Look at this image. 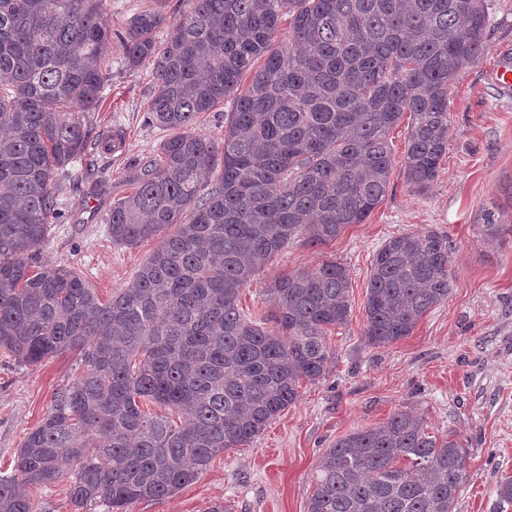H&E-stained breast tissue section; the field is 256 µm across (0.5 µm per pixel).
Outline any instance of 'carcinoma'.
Returning <instances> with one entry per match:
<instances>
[{
	"label": "carcinoma",
	"mask_w": 512,
	"mask_h": 512,
	"mask_svg": "<svg viewBox=\"0 0 512 512\" xmlns=\"http://www.w3.org/2000/svg\"><path fill=\"white\" fill-rule=\"evenodd\" d=\"M153 2L128 21L125 65L151 66L148 120L170 135L104 221L120 246L166 236L103 301L39 254L61 214L57 187L78 178L73 163L122 138L92 142L86 124L110 78V8L0 0V349L25 366L73 351L82 368L0 476V512H36L33 494L74 469L73 512L173 496L322 377L325 336L350 317L345 268L326 261L276 279L265 289L275 331L240 312L239 291L291 244L325 245L365 223L387 195L388 136L407 112L406 179L431 187L448 149L450 87L484 54L489 22L485 0H191L178 19ZM227 99L219 145L193 125ZM508 235L512 211L498 207L482 240ZM452 250L438 229L382 243L366 345L409 336L448 299ZM467 455L399 410L325 450L308 512H453ZM496 495L512 505V476Z\"/></svg>",
	"instance_id": "carcinoma-1"
}]
</instances>
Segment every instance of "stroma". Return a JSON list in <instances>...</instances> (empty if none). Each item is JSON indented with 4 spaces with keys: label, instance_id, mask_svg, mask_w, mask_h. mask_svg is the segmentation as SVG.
I'll return each mask as SVG.
<instances>
[{
    "label": "stroma",
    "instance_id": "stroma-1",
    "mask_svg": "<svg viewBox=\"0 0 512 512\" xmlns=\"http://www.w3.org/2000/svg\"><path fill=\"white\" fill-rule=\"evenodd\" d=\"M108 2L112 47L105 63L112 79L86 121L94 136L122 129L123 143L99 158L81 185L61 184L62 217L40 255L45 265L73 270L104 300L127 285L160 244L154 238L116 245L103 217L129 192L130 169L166 137L147 123L151 69L129 70L121 39L129 18L152 0ZM487 2V49L452 83L448 150L431 188L419 193L406 181L401 161L408 122L400 120L388 137L390 187L366 222L322 246H289L240 291L241 311L259 319L268 314L265 290L277 277L328 260L346 269L350 317L327 338L333 356L323 377L303 383L296 402L252 443L219 454L172 497L136 502L129 512H206L217 501L232 512H307L326 448L398 410L422 414L434 435L450 432L466 445L467 479L454 512H512V506L500 509L495 493L500 478L512 475V237L491 248L480 236L488 211L505 203L504 189L512 185V90L494 81L502 59L512 57V0ZM431 228L447 233L455 247L451 293L410 336L385 348L367 346L362 331L375 250L387 238ZM78 372L72 353L33 367L0 353V475L12 473L27 433L43 419L56 389Z\"/></svg>",
    "mask_w": 512,
    "mask_h": 512
}]
</instances>
